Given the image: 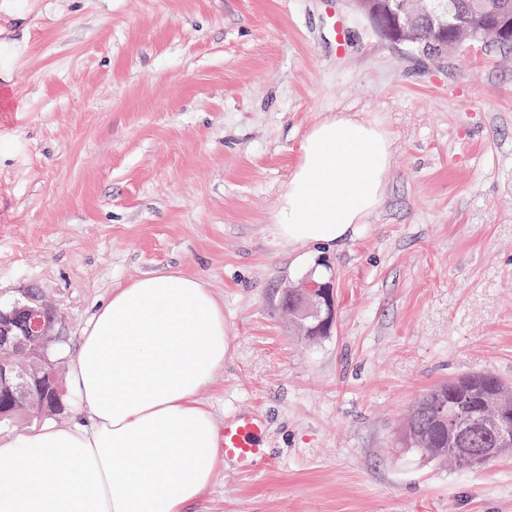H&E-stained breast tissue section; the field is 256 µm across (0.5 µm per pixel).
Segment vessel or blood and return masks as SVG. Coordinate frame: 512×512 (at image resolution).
<instances>
[{
  "label": "vessel or blood",
  "mask_w": 512,
  "mask_h": 512,
  "mask_svg": "<svg viewBox=\"0 0 512 512\" xmlns=\"http://www.w3.org/2000/svg\"><path fill=\"white\" fill-rule=\"evenodd\" d=\"M264 433V421L251 411L241 412L225 421L223 436L225 459L234 461L241 471H255L267 458L262 443Z\"/></svg>",
  "instance_id": "vessel-or-blood-1"
}]
</instances>
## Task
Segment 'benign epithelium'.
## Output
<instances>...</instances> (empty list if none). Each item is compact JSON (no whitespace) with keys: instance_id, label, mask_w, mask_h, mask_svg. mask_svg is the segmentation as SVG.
Here are the masks:
<instances>
[{"instance_id":"1","label":"benign epithelium","mask_w":512,"mask_h":512,"mask_svg":"<svg viewBox=\"0 0 512 512\" xmlns=\"http://www.w3.org/2000/svg\"><path fill=\"white\" fill-rule=\"evenodd\" d=\"M421 11L409 8V0H354L356 7L366 14L373 26L383 35L390 36L385 23L398 26V34L407 41H414L422 21H429L441 31L451 35L443 39L448 52L453 53L464 44L465 31L456 22L454 0H424ZM325 286L308 281L290 294L289 307L301 321L318 318L322 312L333 310L325 306ZM55 310L38 294L20 291L12 309H0V398L23 401L26 411L35 416L45 410L44 396L35 397L30 390L33 378L59 382L56 365L45 354L48 342L54 336ZM19 318L21 334L11 332L5 325Z\"/></svg>"}]
</instances>
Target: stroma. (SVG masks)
<instances>
[{
    "label": "stroma",
    "instance_id": "35a3bbf8",
    "mask_svg": "<svg viewBox=\"0 0 512 512\" xmlns=\"http://www.w3.org/2000/svg\"><path fill=\"white\" fill-rule=\"evenodd\" d=\"M380 122L379 208L330 249L274 216L308 129ZM199 278L224 309L217 421L269 461H218L192 512H512V455L451 472L396 455L406 411L472 371L512 381V55L429 59L350 0H0V302L62 315L61 370L114 289ZM335 295L304 339L282 291ZM265 422L254 412L244 411L224 422V461H234L242 472H253L266 458L262 436Z\"/></svg>",
    "mask_w": 512,
    "mask_h": 512
}]
</instances>
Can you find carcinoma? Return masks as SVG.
I'll use <instances>...</instances> for the list:
<instances>
[{"label": "carcinoma", "instance_id": "1", "mask_svg": "<svg viewBox=\"0 0 512 512\" xmlns=\"http://www.w3.org/2000/svg\"><path fill=\"white\" fill-rule=\"evenodd\" d=\"M471 38L487 47L511 50L502 43L486 10L501 5L512 13V0H458ZM469 448L512 453V384L487 372H472L435 385L410 406L397 441L401 455L448 466L450 471L477 467Z\"/></svg>", "mask_w": 512, "mask_h": 512}]
</instances>
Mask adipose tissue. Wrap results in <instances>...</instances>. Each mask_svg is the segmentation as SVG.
<instances>
[{
  "label": "adipose tissue",
  "instance_id": "ef3b65f1",
  "mask_svg": "<svg viewBox=\"0 0 512 512\" xmlns=\"http://www.w3.org/2000/svg\"><path fill=\"white\" fill-rule=\"evenodd\" d=\"M274 222L291 247L349 238L382 200L389 134L329 116L299 146ZM224 311L200 279L115 289L69 363L77 419L0 436V512H189L210 487L219 427L199 392L224 363Z\"/></svg>",
  "mask_w": 512,
  "mask_h": 512
}]
</instances>
